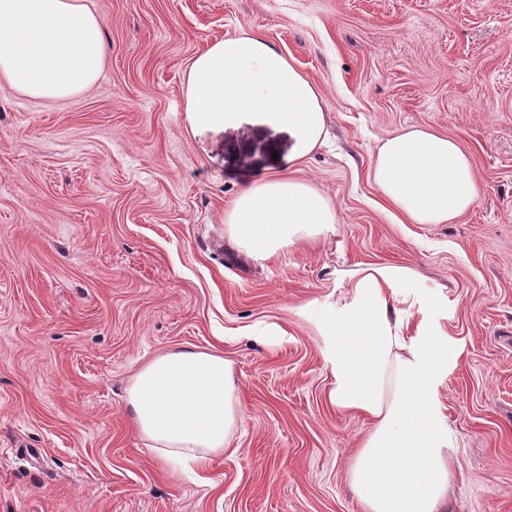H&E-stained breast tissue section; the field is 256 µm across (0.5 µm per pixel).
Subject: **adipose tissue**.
Instances as JSON below:
<instances>
[{"instance_id":"1","label":"adipose tissue","mask_w":512,"mask_h":512,"mask_svg":"<svg viewBox=\"0 0 512 512\" xmlns=\"http://www.w3.org/2000/svg\"><path fill=\"white\" fill-rule=\"evenodd\" d=\"M104 59L92 0H0V79L21 94H79L98 81ZM185 112L194 130L261 114L287 130L297 159L321 142L326 119L315 86L257 32L217 40L191 59ZM369 176L410 224L451 222L478 197L470 156L426 128L385 139ZM336 222L334 206L313 185L285 175L242 187L224 220L229 237L260 259L317 239ZM336 285L335 310L313 325L328 354L331 403L371 423L349 466L362 512H446L455 446L433 388L448 348L427 321L439 295L396 264L362 266ZM410 311L418 323L407 319ZM126 401L150 448L200 464L223 453L240 406L230 362L195 348L145 364Z\"/></svg>"}]
</instances>
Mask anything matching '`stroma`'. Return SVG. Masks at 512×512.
Instances as JSON below:
<instances>
[{
	"label": "stroma",
	"instance_id": "obj_1",
	"mask_svg": "<svg viewBox=\"0 0 512 512\" xmlns=\"http://www.w3.org/2000/svg\"><path fill=\"white\" fill-rule=\"evenodd\" d=\"M93 3V87L48 101L0 82V512H361L348 468L370 423L330 404L299 309H333L337 272L380 263L441 289L447 512H512V0ZM251 31L320 94L328 136L302 160L253 113L187 122L190 60ZM411 126L473 160L478 198L451 223H400L368 178ZM283 174L336 230L257 259L224 213ZM190 346L231 363L241 401L204 467L149 448L125 402L144 364Z\"/></svg>",
	"mask_w": 512,
	"mask_h": 512
}]
</instances>
